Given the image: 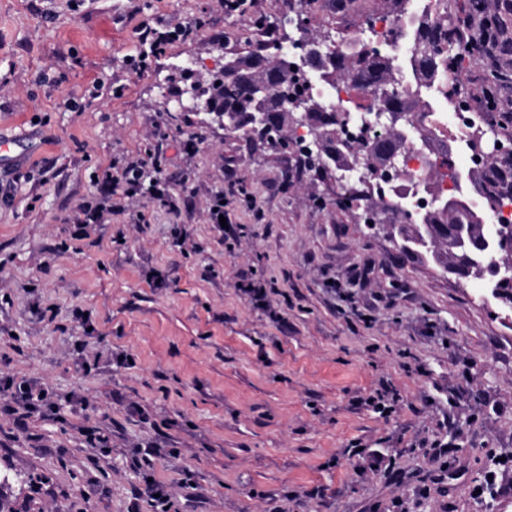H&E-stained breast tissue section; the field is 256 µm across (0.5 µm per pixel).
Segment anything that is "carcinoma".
Returning a JSON list of instances; mask_svg holds the SVG:
<instances>
[{"instance_id":"cac0c4a2","label":"carcinoma","mask_w":512,"mask_h":512,"mask_svg":"<svg viewBox=\"0 0 512 512\" xmlns=\"http://www.w3.org/2000/svg\"><path fill=\"white\" fill-rule=\"evenodd\" d=\"M332 47L331 55L316 77L334 85L351 83V89L380 103L379 111L395 119V124L376 133L367 144L356 148L340 143L337 127L350 119L336 112L331 103L305 93L302 76L295 70L283 69L274 56L281 40L264 41L262 56H234L224 62V70L205 81L202 92L211 102L208 114L218 123L230 125L240 137L252 140L255 135L249 113L257 111L256 101L265 100L264 111L280 116L297 112L314 121L323 131L320 151L326 162H336L342 154L350 158V166L373 170L393 159L404 143L397 129L413 131L419 113L412 108L423 102L422 93L434 86H445L462 75V52L448 36V16L438 22H424L414 30L411 56L398 61L364 43L343 42L339 45L325 36ZM411 69L415 85L403 84V73ZM336 205L352 206L371 197L367 186L345 183ZM423 223L427 227L400 228L408 250H431L436 263L460 279L479 280L512 304V264L500 265L502 256H512V227L485 224L471 211L464 198L463 183L454 181V193L435 197L433 209ZM499 267V273L490 269Z\"/></svg>"}]
</instances>
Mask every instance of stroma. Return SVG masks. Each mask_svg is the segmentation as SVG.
Here are the masks:
<instances>
[{
    "label": "stroma",
    "mask_w": 512,
    "mask_h": 512,
    "mask_svg": "<svg viewBox=\"0 0 512 512\" xmlns=\"http://www.w3.org/2000/svg\"><path fill=\"white\" fill-rule=\"evenodd\" d=\"M284 9L0 0V135L19 143L0 164V377L38 381L58 405L23 431L0 414L7 512H155L149 478L176 512H484L487 497L512 512V309L403 252L360 207H336L333 178L178 109L187 61L207 78L247 54L250 18ZM305 11L313 36L340 42L405 4ZM144 23L190 33L137 73ZM496 67L512 101L511 51L466 56L460 81L481 89ZM139 158L159 164L168 198L146 179L132 193L103 183ZM119 196L123 213L74 239L81 206ZM249 283L266 287L265 306ZM384 386L395 400L382 416L361 400ZM97 429L110 447L88 446ZM437 443L452 449L435 457ZM148 445L149 465H135ZM372 450L384 470L363 469Z\"/></svg>",
    "instance_id": "stroma-1"
}]
</instances>
